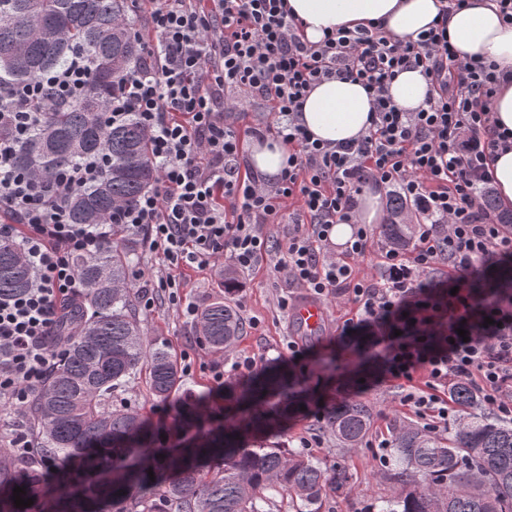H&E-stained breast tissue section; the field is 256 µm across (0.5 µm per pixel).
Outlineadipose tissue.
I'll return each mask as SVG.
<instances>
[{
	"mask_svg": "<svg viewBox=\"0 0 512 512\" xmlns=\"http://www.w3.org/2000/svg\"><path fill=\"white\" fill-rule=\"evenodd\" d=\"M291 14L302 21V38L310 43L340 28L381 24L386 36L401 39L429 30L440 0H286ZM448 37L459 57L492 61L509 76L498 86L490 104L497 129L512 133V24L503 22L494 0H467L448 16ZM433 88L420 70L402 71L389 88L403 111L422 108ZM370 102L365 87L348 79L316 85L302 106V123L313 138L338 143L359 137L369 125Z\"/></svg>",
	"mask_w": 512,
	"mask_h": 512,
	"instance_id": "adipose-tissue-1",
	"label": "adipose tissue"
}]
</instances>
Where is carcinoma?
Instances as JSON below:
<instances>
[{
    "mask_svg": "<svg viewBox=\"0 0 512 512\" xmlns=\"http://www.w3.org/2000/svg\"><path fill=\"white\" fill-rule=\"evenodd\" d=\"M129 0H0V78L30 83L62 68L74 54L92 61L86 87L76 99L45 111L19 146L13 164L42 179L104 153V181L74 196V224L111 223V242L94 254L73 259L84 292L65 316L64 353L33 396V426L41 451L59 466L42 482L18 461L0 464V512L21 497L51 505V512H273L288 496L294 512H322L344 490L351 475L326 467L307 454L273 445L288 416L313 397L299 377L260 367L228 386L235 418L214 424L207 397L176 399L178 363L146 336L136 316L128 271L140 241L116 222L159 177L149 143L134 119L108 126L101 105L118 83L130 80L140 60L141 39L130 29ZM382 234L408 247L409 224H383ZM30 269L17 244L0 238V298L23 293ZM241 322L226 301L198 313V334L216 351L231 348ZM145 374L150 392L172 401L174 424L186 457L159 445L158 428L135 409L112 398L127 382ZM324 418L336 442L361 444L372 424L369 406L353 398L329 403ZM384 477L398 493L375 512H512V426L472 414L449 438L398 422L392 424ZM154 478H149L148 470Z\"/></svg>",
    "mask_w": 512,
    "mask_h": 512,
    "instance_id": "cac0c4a2",
    "label": "carcinoma"
}]
</instances>
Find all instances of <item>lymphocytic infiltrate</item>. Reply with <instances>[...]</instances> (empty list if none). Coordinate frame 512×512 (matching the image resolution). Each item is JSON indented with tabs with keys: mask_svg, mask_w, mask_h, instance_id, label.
<instances>
[{
	"mask_svg": "<svg viewBox=\"0 0 512 512\" xmlns=\"http://www.w3.org/2000/svg\"><path fill=\"white\" fill-rule=\"evenodd\" d=\"M156 42L137 64L131 89L116 88L102 106L107 124L135 116L160 170V186L118 214L132 237L159 259L156 285H176L175 269L210 267L223 256L247 272L261 262L285 272L310 296L343 297L356 309L346 336H366L383 378L401 384V405L424 429L447 427L452 389L467 386L488 414L512 422V225L490 218L487 160L512 145L488 104L499 77L494 64L457 59L446 18L466 0H447L440 22L418 38L388 39L380 27L344 28L310 44L285 0H132ZM421 69L434 93L404 112L388 90L397 75ZM90 70L77 54L42 80L0 83V238L19 237L32 266L22 295L0 298V403H15L14 455L50 471L28 434L23 407L57 364L61 303L84 288L71 259L98 252L108 226L71 223L72 196L106 174L103 156L63 167L51 181L17 169L19 143L42 110L79 96ZM361 82L371 98L367 132L357 141L313 140L300 119L307 94L322 80ZM267 102L252 126L257 141L288 146L272 179L240 173L242 146L233 123L245 100ZM391 188L413 209L412 249L380 244L377 275L355 262L374 245L359 223L364 184ZM298 206L287 210V200ZM284 224L272 243L265 228ZM350 225L341 249L333 226ZM447 275H438V267ZM466 337H459V330Z\"/></svg>",
	"mask_w": 512,
	"mask_h": 512,
	"instance_id": "lymphocytic-infiltrate-1",
	"label": "lymphocytic infiltrate"
}]
</instances>
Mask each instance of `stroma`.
Returning a JSON list of instances; mask_svg holds the SVG:
<instances>
[{"instance_id": "1", "label": "stroma", "mask_w": 512, "mask_h": 512, "mask_svg": "<svg viewBox=\"0 0 512 512\" xmlns=\"http://www.w3.org/2000/svg\"><path fill=\"white\" fill-rule=\"evenodd\" d=\"M229 259H221L218 265L205 269L182 268L177 276L178 296L183 302L203 307L224 298L230 299L237 310L243 329L233 348L217 352L201 342L196 321L178 315L167 291L155 288V257L148 249H140L139 259L132 269L131 279L137 295L153 297L152 307L137 304L136 314L148 336L158 339L186 372L181 376V393H202L216 390L221 380L214 377L213 366L223 363V380L246 376L242 364L246 359L257 363H288V341L297 339L307 350L306 359L294 365V372L319 393L330 395L352 389L355 377L370 380L371 385L360 393V400L373 408V428L367 443L355 448L340 447L325 422L314 414L295 418L281 434L282 448L298 449L303 440H311L312 448L307 449L314 459L326 465L346 467L352 476V490L337 495L331 507L333 512H367L376 501L390 498L396 487L386 480L382 472L383 454L377 442L389 437L393 421L418 425V418L412 411L400 404L399 382H374L373 372L361 364L359 348L361 339L357 336L343 337L341 327L351 318L348 305L336 298L323 299L327 320L318 332L301 334L290 309L281 307L280 300L292 297L294 301L304 300L306 293L296 284L286 281L272 265L261 264L255 270L238 273L239 289L233 296L224 293V270ZM335 358L336 371H322L320 364L327 358ZM116 404L136 408L157 426L170 425L171 420L162 413L163 401L155 398L143 378L131 380L118 393Z\"/></svg>"}]
</instances>
